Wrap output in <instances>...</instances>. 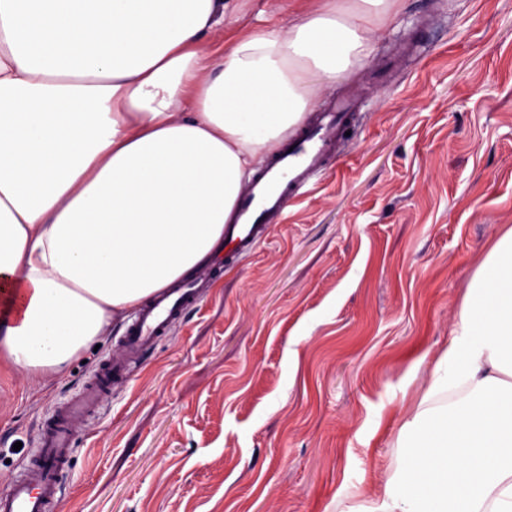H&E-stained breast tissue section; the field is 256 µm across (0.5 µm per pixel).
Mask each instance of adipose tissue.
<instances>
[{
    "mask_svg": "<svg viewBox=\"0 0 512 512\" xmlns=\"http://www.w3.org/2000/svg\"><path fill=\"white\" fill-rule=\"evenodd\" d=\"M400 0H323L231 45L226 0H0V362L62 372L198 268L247 167ZM338 512H512V228L463 298L390 475Z\"/></svg>",
    "mask_w": 512,
    "mask_h": 512,
    "instance_id": "ef3b65f1",
    "label": "adipose tissue"
}]
</instances>
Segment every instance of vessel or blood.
I'll return each mask as SVG.
<instances>
[{"mask_svg": "<svg viewBox=\"0 0 512 512\" xmlns=\"http://www.w3.org/2000/svg\"><path fill=\"white\" fill-rule=\"evenodd\" d=\"M352 100L331 103L317 123L292 135L238 198L224 226V244L232 254L249 255L260 246L271 220L281 219L288 203L307 194L334 148L332 133L353 111ZM201 300L193 280H179L157 292L138 309L119 338L121 354L103 361L82 389L53 408L37 425L36 448L17 474L0 486V512H59L62 475L68 469L77 435L104 405L113 387L125 385L139 361Z\"/></svg>", "mask_w": 512, "mask_h": 512, "instance_id": "vessel-or-blood-1", "label": "vessel or blood"}]
</instances>
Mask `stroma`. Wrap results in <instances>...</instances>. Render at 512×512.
Masks as SVG:
<instances>
[{"label":"stroma","mask_w":512,"mask_h":512,"mask_svg":"<svg viewBox=\"0 0 512 512\" xmlns=\"http://www.w3.org/2000/svg\"><path fill=\"white\" fill-rule=\"evenodd\" d=\"M321 0H245L221 37ZM356 100L282 223L114 389L60 512H336L386 481L471 278L512 227V0H405L307 114ZM119 318L64 373L0 369V484L40 417L119 355Z\"/></svg>","instance_id":"35a3bbf8"}]
</instances>
